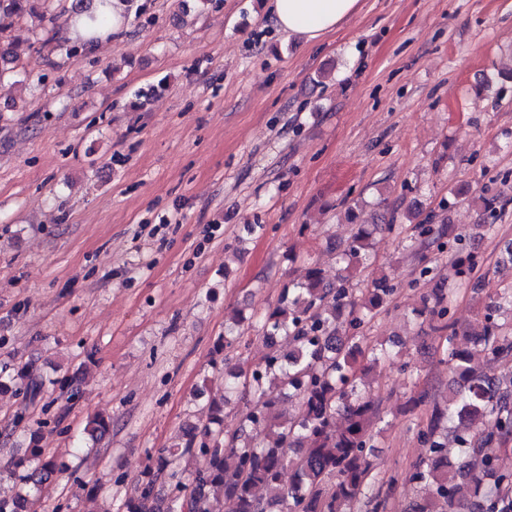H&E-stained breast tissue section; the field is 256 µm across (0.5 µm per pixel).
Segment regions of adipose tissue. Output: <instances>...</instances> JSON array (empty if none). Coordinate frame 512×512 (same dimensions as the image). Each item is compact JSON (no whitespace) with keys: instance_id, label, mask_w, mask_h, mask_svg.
I'll use <instances>...</instances> for the list:
<instances>
[{"instance_id":"adipose-tissue-1","label":"adipose tissue","mask_w":512,"mask_h":512,"mask_svg":"<svg viewBox=\"0 0 512 512\" xmlns=\"http://www.w3.org/2000/svg\"><path fill=\"white\" fill-rule=\"evenodd\" d=\"M358 5L359 0H270L278 27L308 41L335 30Z\"/></svg>"}]
</instances>
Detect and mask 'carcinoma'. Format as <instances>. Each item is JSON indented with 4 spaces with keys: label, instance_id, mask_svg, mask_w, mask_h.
<instances>
[{
    "label": "carcinoma",
    "instance_id": "obj_1",
    "mask_svg": "<svg viewBox=\"0 0 512 512\" xmlns=\"http://www.w3.org/2000/svg\"><path fill=\"white\" fill-rule=\"evenodd\" d=\"M55 0H0V81L28 89L29 59L35 49L51 52L53 39L46 23L53 19ZM112 0H75V25L89 32L112 21ZM25 26L28 37L12 35ZM352 224L339 253L336 280L310 263L305 280L281 294L258 320L256 340L268 349L262 362L231 363L229 353L244 341L240 331L246 317L237 313L224 324L217 351L224 353V390L246 395L239 427L224 431L227 398L212 399L205 414L186 422L179 441L148 454V463L132 480L124 512H387L388 497L398 480L414 482L421 497L411 512H512V471L503 469L501 453L512 443V379L504 381L482 370L488 363L512 368V328L495 321L505 305L512 307V284L500 301L468 324V344L455 343L456 323L448 318L451 289L433 280L422 295V313L430 330L445 338L448 363L454 374L448 400L441 403L423 390L410 399L412 407H430L421 432L426 456L404 476L378 479L370 461L372 429L379 419L372 396L371 371L387 350L373 353L371 364L359 366L363 337L357 330L385 310L397 286L386 274L371 286L346 287L350 271L370 262L379 227L395 228L396 212L345 211ZM418 236L439 244L458 281L470 283L476 254L466 238L453 233L445 219L420 223ZM15 388L32 403L44 393L43 377L25 363L0 369V389ZM110 417L98 414L83 436L101 441L110 430ZM453 434L456 461H448V434ZM28 453L34 466L12 471L20 490L0 495V512H36L42 486L64 467L31 433ZM196 456L207 464L191 469ZM293 472L285 484L284 476ZM470 488V499L457 497L458 480Z\"/></svg>",
    "mask_w": 512,
    "mask_h": 512
}]
</instances>
